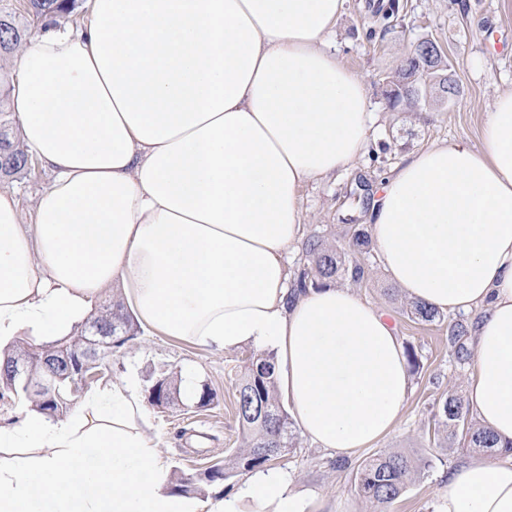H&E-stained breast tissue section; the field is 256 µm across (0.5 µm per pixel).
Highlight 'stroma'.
Segmentation results:
<instances>
[{
    "label": "stroma",
    "instance_id": "stroma-1",
    "mask_svg": "<svg viewBox=\"0 0 512 512\" xmlns=\"http://www.w3.org/2000/svg\"><path fill=\"white\" fill-rule=\"evenodd\" d=\"M399 14L378 12L374 0H345L331 52L364 80L376 114L364 156L336 176L308 183L303 191L306 235H322L343 246L354 227L371 224L362 195H376L380 183L417 151L464 141L479 146L487 112L497 94L512 89V0H401ZM432 39L453 64L458 95L450 105L391 106L388 80L397 65L423 39ZM354 291L389 317L402 346L413 348L419 367L411 371V392L396 428L376 449H392L428 461L390 512H441L442 482L450 468L470 458L469 450L438 447L434 413L455 389L466 392L469 365L448 351V323H423L406 314L408 299L377 258ZM253 347L216 353L201 344L177 341L138 329L131 346L110 362L108 381L133 375L140 399H147L150 377L167 373L182 379L194 373L199 385L216 395L209 407L195 408L185 395L164 409L147 407L158 446L172 474L199 473L242 442L235 409L236 385L245 366L258 357ZM363 454L338 457L299 437L290 454L271 472L327 499L335 512H371L358 494L354 475Z\"/></svg>",
    "mask_w": 512,
    "mask_h": 512
}]
</instances>
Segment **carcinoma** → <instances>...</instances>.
Segmentation results:
<instances>
[{
	"instance_id": "cac0c4a2",
	"label": "carcinoma",
	"mask_w": 512,
	"mask_h": 512,
	"mask_svg": "<svg viewBox=\"0 0 512 512\" xmlns=\"http://www.w3.org/2000/svg\"><path fill=\"white\" fill-rule=\"evenodd\" d=\"M78 7V0H30V13L35 20L54 16H66ZM27 26L19 23L10 14L0 13V63L22 48ZM0 136L12 148L13 165L0 173L14 176L27 171L30 156L21 135L14 131L12 121L4 109L3 93L0 92ZM306 266L301 270L295 288L304 292L311 286H318L325 280L345 277L354 283L362 281L368 269L367 259H346L345 250L325 244L323 237L310 236L304 244ZM407 313L413 318L432 323L441 320L438 310L424 303L411 302ZM98 319L112 322V335L136 336V323L133 316L114 302L95 313ZM471 325L464 320L448 323V348L458 363L471 358ZM86 330L80 329L69 336L51 342L31 344L19 343L12 347L11 354H26L40 360L45 356L61 351L74 352L83 344ZM89 382L76 378H63L58 383L54 404L46 403L44 395L28 388L18 380L0 372V390L22 393L32 403L33 408L49 417L60 418L67 415L79 394ZM152 386L158 387L157 395H148V403L159 406L162 395L177 393V387L170 377L160 374ZM237 419L244 436L245 447L207 468L197 476L181 475L176 478L172 491L179 495H198L206 489L218 486L237 476L246 475L267 466L274 456L287 454L296 447L297 436L291 428L288 412L278 398L276 389V363L274 355H261L245 367L236 387ZM437 424L443 427L448 442H462L474 451L494 452L507 455L512 453V444L498 446L497 440L482 429L470 416L463 396L457 391H449L438 409ZM428 464L419 465L407 455L395 450H380L359 464L354 481L362 498L369 502L374 512H386L406 490L408 483L421 476Z\"/></svg>"
}]
</instances>
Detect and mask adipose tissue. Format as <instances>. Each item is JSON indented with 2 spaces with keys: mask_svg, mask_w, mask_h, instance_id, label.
<instances>
[{
  "mask_svg": "<svg viewBox=\"0 0 512 512\" xmlns=\"http://www.w3.org/2000/svg\"><path fill=\"white\" fill-rule=\"evenodd\" d=\"M345 0H92L79 28L32 32L10 110L48 171L31 218L0 190V352L69 335L114 291L151 332L273 351L299 431L351 457L395 428L410 392L384 313L350 288L291 296L301 189L354 164L371 113L325 45ZM374 248L412 301L472 313L467 404L512 442V90L480 147L415 153L379 187ZM122 381L65 418L0 426V512H320L263 470L237 497L172 493ZM443 512H512V458L453 467Z\"/></svg>",
  "mask_w": 512,
  "mask_h": 512,
  "instance_id": "1",
  "label": "adipose tissue"
}]
</instances>
